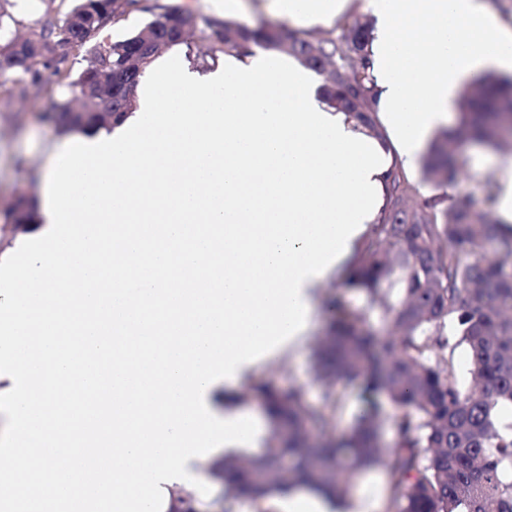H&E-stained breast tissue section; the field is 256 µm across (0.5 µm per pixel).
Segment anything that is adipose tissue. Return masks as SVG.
Instances as JSON below:
<instances>
[{"instance_id": "obj_1", "label": "adipose tissue", "mask_w": 512, "mask_h": 512, "mask_svg": "<svg viewBox=\"0 0 512 512\" xmlns=\"http://www.w3.org/2000/svg\"><path fill=\"white\" fill-rule=\"evenodd\" d=\"M269 7L307 31L370 16L368 60L386 132L380 147L411 175L463 85L482 72H512V24L487 0H269Z\"/></svg>"}]
</instances>
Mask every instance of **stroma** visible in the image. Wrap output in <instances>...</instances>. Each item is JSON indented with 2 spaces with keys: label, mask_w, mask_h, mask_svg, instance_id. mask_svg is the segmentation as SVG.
<instances>
[{
  "label": "stroma",
  "mask_w": 512,
  "mask_h": 512,
  "mask_svg": "<svg viewBox=\"0 0 512 512\" xmlns=\"http://www.w3.org/2000/svg\"><path fill=\"white\" fill-rule=\"evenodd\" d=\"M61 0H0V10L14 19L1 31L4 36L30 35L46 14L55 13ZM26 74L23 68L0 70V216L22 196H34L39 173L53 165L52 149L64 134L48 117L46 100L20 96L13 88ZM327 291L319 289V306L302 347L293 356L258 366L253 378L275 380L281 387L313 389L312 352L325 336L333 312L326 304Z\"/></svg>",
  "instance_id": "1"
}]
</instances>
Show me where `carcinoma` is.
<instances>
[{
    "label": "carcinoma",
    "instance_id": "1",
    "mask_svg": "<svg viewBox=\"0 0 512 512\" xmlns=\"http://www.w3.org/2000/svg\"><path fill=\"white\" fill-rule=\"evenodd\" d=\"M139 0H73L62 17L47 16L32 37L30 61L17 58L15 43H0V70L24 66L30 82L23 95L44 97L65 131L105 128L112 114L132 111L125 80L140 79L163 52L187 43L184 29H199L206 70L250 45L295 58L324 80L332 106L352 114L376 134L372 119L366 48L371 23L360 15L343 21L341 33L313 40L284 25L258 20L248 26L225 18L202 22L188 11L157 5L141 28L100 48L98 38ZM82 53L84 68L71 74L70 56ZM52 68L50 80L40 68ZM89 89L79 109L54 97V87ZM457 123L437 131L426 145L419 180L396 163L385 178V205L373 233L346 263L344 288L378 303L384 331L358 314L338 319L315 351L319 402L301 387L279 390L271 381L251 383L243 398L264 405L271 435L259 455L224 458V497L258 506L291 487H308L342 500L362 468L380 467L388 489L386 512H512V424L498 411L512 406V225L491 208L498 184L488 173L468 172L460 144L500 149L512 123V79L487 72L465 84ZM473 181L469 194L419 197L420 185L435 188ZM12 228L37 221L34 210L6 212ZM470 356L471 385L458 382L455 350ZM358 384L366 409L356 425L337 434L344 406L341 388ZM385 397L393 437L384 443Z\"/></svg>",
    "mask_w": 512,
    "mask_h": 512
}]
</instances>
